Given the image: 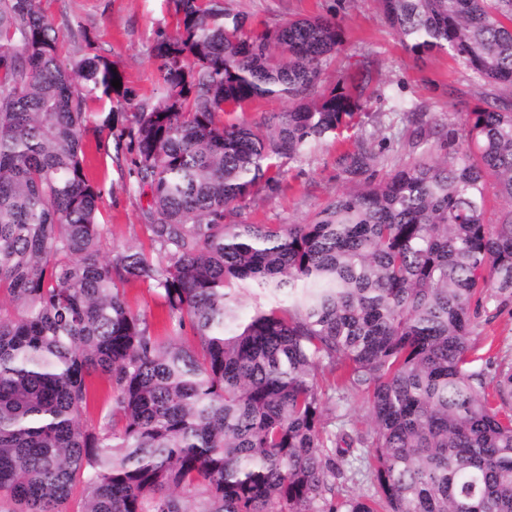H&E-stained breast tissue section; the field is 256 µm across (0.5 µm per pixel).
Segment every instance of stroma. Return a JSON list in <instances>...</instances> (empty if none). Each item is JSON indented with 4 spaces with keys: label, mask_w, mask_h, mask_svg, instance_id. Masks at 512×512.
Here are the masks:
<instances>
[{
    "label": "stroma",
    "mask_w": 512,
    "mask_h": 512,
    "mask_svg": "<svg viewBox=\"0 0 512 512\" xmlns=\"http://www.w3.org/2000/svg\"><path fill=\"white\" fill-rule=\"evenodd\" d=\"M45 11L61 31L86 33L89 45L65 41L68 62L82 58L86 47L112 59L139 95L155 98L164 87L159 62L151 54L158 34L173 28L174 0H43ZM230 7L247 18V25L263 29L280 22L309 17H336L344 31V44L327 65L322 88L335 85L338 77L356 78L363 62H370L374 79L368 93L372 112L386 114L400 104L423 106L430 125H446L475 108H485L498 89L476 81L469 69L445 53L422 58L408 53L394 37L377 0H229ZM367 132L387 138L377 170L386 173L416 156L409 145L410 131L402 123L367 125ZM108 143L96 149L95 140ZM109 132L87 136L85 170L105 189L101 201L103 247L140 246L148 239L143 228L146 205L134 177L130 158L112 150ZM339 145L327 139L313 143L302 157L285 161L272 187H259L246 200L244 216L253 224H299L309 219L329 199L354 190V183L338 174ZM125 297L134 312L146 315L159 334H166L162 301L148 284L132 283ZM473 342L478 364L496 368L512 363V302L489 307L475 320Z\"/></svg>",
    "instance_id": "obj_1"
}]
</instances>
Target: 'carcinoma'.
I'll return each mask as SVG.
<instances>
[{"label":"carcinoma","instance_id":"1","mask_svg":"<svg viewBox=\"0 0 512 512\" xmlns=\"http://www.w3.org/2000/svg\"><path fill=\"white\" fill-rule=\"evenodd\" d=\"M42 2L0 0V512H69L78 483L76 512H512V364L471 357L478 309L512 300V209L485 221L488 178L512 203V98L448 122L440 161L427 113L403 112L421 158L382 177L361 132L336 158L357 190L250 224L282 160L368 117L367 63L316 92L341 26L255 32L225 0H176L152 47L167 93L144 103L104 55L66 64ZM379 4L407 52L512 87V0ZM257 98L293 106L224 120ZM116 128L147 250L101 247L84 134ZM132 282L171 333L130 308ZM243 283L288 304L241 322ZM93 374L111 390L95 425ZM351 394L369 433L347 427ZM352 456L366 495L345 493ZM125 297L132 310L146 315L161 336L167 334L166 314L162 300L152 287L142 282L131 283L125 287ZM345 408L358 429L362 431H368L370 429L371 419L369 404L362 395L355 394L349 396Z\"/></svg>","mask_w":512,"mask_h":512}]
</instances>
